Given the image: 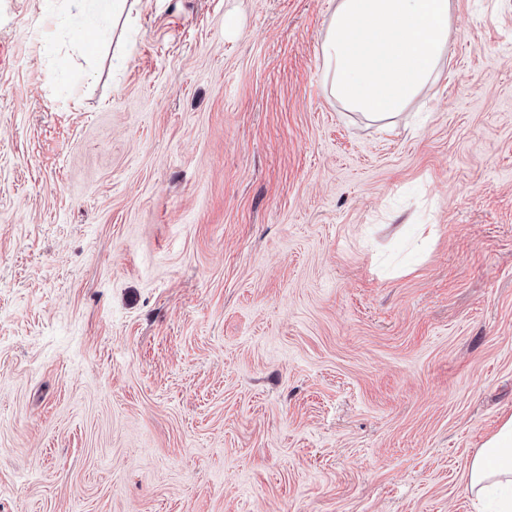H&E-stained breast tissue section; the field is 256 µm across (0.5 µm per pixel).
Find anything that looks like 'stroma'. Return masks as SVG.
<instances>
[{
	"instance_id": "35a3bbf8",
	"label": "stroma",
	"mask_w": 512,
	"mask_h": 512,
	"mask_svg": "<svg viewBox=\"0 0 512 512\" xmlns=\"http://www.w3.org/2000/svg\"><path fill=\"white\" fill-rule=\"evenodd\" d=\"M331 0H0V512H479L512 415V0L392 134ZM92 2L90 10L84 20L86 30L82 42L84 50L89 53L101 34L102 26L112 16L114 23L124 12L127 0H82ZM467 489L476 500L494 498L496 512L512 511V416L474 454L468 466Z\"/></svg>"
}]
</instances>
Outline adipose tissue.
Masks as SVG:
<instances>
[{"mask_svg": "<svg viewBox=\"0 0 512 512\" xmlns=\"http://www.w3.org/2000/svg\"><path fill=\"white\" fill-rule=\"evenodd\" d=\"M454 0H335L321 58L325 82L347 109L390 131L436 80L452 34ZM467 489L512 512V416L474 454Z\"/></svg>", "mask_w": 512, "mask_h": 512, "instance_id": "1", "label": "adipose tissue"}]
</instances>
